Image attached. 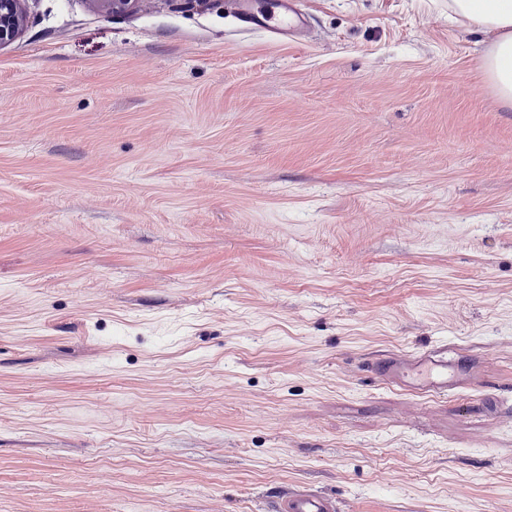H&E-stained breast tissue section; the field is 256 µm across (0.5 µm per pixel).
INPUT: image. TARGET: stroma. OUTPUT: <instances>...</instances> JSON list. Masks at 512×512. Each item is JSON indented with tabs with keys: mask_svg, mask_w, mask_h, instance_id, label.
<instances>
[{
	"mask_svg": "<svg viewBox=\"0 0 512 512\" xmlns=\"http://www.w3.org/2000/svg\"><path fill=\"white\" fill-rule=\"evenodd\" d=\"M29 0L0 49V512H512V110L448 0ZM419 394L368 363L436 347ZM235 18L246 28L288 39L307 29V17L295 0H231ZM471 366L459 358L448 360V349L438 348L413 356L393 355L371 368L381 380L420 394H444L464 384ZM277 512H337L336 500L308 490H295L280 497Z\"/></svg>",
	"mask_w": 512,
	"mask_h": 512,
	"instance_id": "obj_1",
	"label": "stroma"
}]
</instances>
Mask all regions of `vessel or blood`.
I'll list each match as a JSON object with an SVG mask.
<instances>
[{"instance_id": "vessel-or-blood-1", "label": "vessel or blood", "mask_w": 512, "mask_h": 512, "mask_svg": "<svg viewBox=\"0 0 512 512\" xmlns=\"http://www.w3.org/2000/svg\"><path fill=\"white\" fill-rule=\"evenodd\" d=\"M234 15L246 28L263 30L286 39L305 32L308 22L295 0H231ZM471 366L449 358L438 348L413 356L394 355L372 368L381 380L407 387L420 394H444L464 384ZM277 512H337L333 497L308 490H295L280 497Z\"/></svg>"}]
</instances>
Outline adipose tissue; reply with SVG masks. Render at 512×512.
<instances>
[{
    "label": "adipose tissue",
    "instance_id": "ef3b65f1",
    "mask_svg": "<svg viewBox=\"0 0 512 512\" xmlns=\"http://www.w3.org/2000/svg\"><path fill=\"white\" fill-rule=\"evenodd\" d=\"M448 8L466 27L493 33L482 58L483 75L512 108V0H448Z\"/></svg>",
    "mask_w": 512,
    "mask_h": 512
}]
</instances>
